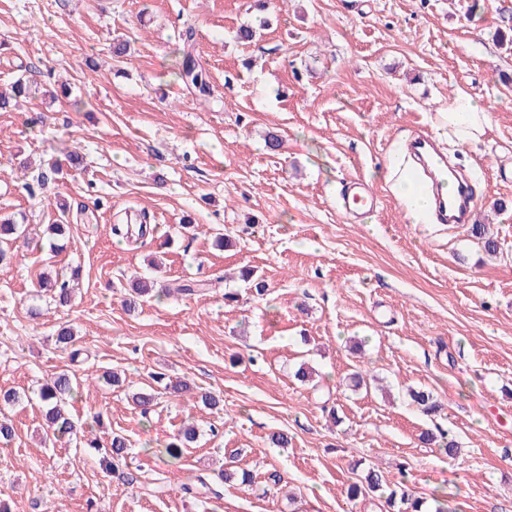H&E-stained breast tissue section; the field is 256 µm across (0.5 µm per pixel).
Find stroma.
<instances>
[{
  "label": "stroma",
  "instance_id": "1",
  "mask_svg": "<svg viewBox=\"0 0 512 512\" xmlns=\"http://www.w3.org/2000/svg\"><path fill=\"white\" fill-rule=\"evenodd\" d=\"M342 2L272 0L262 15L251 0H0V92L34 84L0 111V217L40 235L0 264V392L21 398L0 408L15 430L0 440L11 512H387L379 495L347 498L368 466L450 512H512V0H361L353 14ZM188 28L204 99L173 75ZM459 91L492 119L483 144L451 153L480 185L473 224L489 225L494 258L472 224L410 223L395 191L404 142ZM358 177L381 200L353 222L337 198ZM142 212L153 236H112ZM187 219L194 232L176 234ZM48 224L69 225L63 248L42 238ZM245 266L266 297L236 280ZM74 267L69 305L39 290L40 274ZM139 275L154 295L130 312ZM184 279L197 292L165 295ZM62 326L79 359L56 345ZM304 360L310 384L294 378ZM109 371L120 385L102 382ZM61 372L80 383L74 420L102 413L97 436L127 439L137 484L90 449L41 443L35 393ZM155 373L192 391L144 415L131 395ZM412 388L433 393L437 416ZM201 391L222 408L200 406ZM188 420L196 446L162 457ZM434 428L456 456L421 442ZM230 460L251 487L184 493Z\"/></svg>",
  "mask_w": 512,
  "mask_h": 512
}]
</instances>
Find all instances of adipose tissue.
<instances>
[{
	"mask_svg": "<svg viewBox=\"0 0 512 512\" xmlns=\"http://www.w3.org/2000/svg\"><path fill=\"white\" fill-rule=\"evenodd\" d=\"M441 119L443 138L458 145H478L491 129L490 114L461 91L449 98Z\"/></svg>",
	"mask_w": 512,
	"mask_h": 512,
	"instance_id": "obj_1",
	"label": "adipose tissue"
}]
</instances>
